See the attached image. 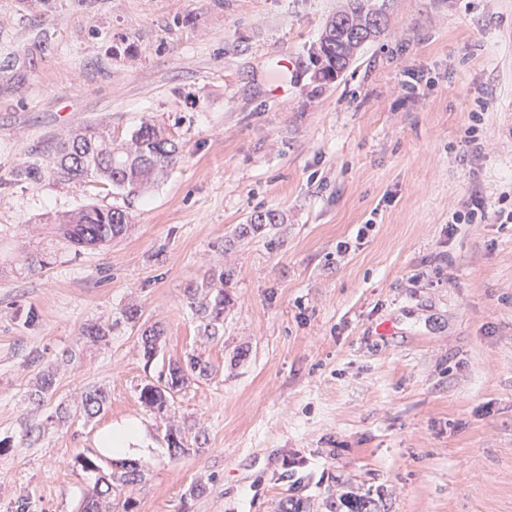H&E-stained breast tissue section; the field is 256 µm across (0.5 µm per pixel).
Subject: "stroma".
Instances as JSON below:
<instances>
[{
    "label": "stroma",
    "instance_id": "1",
    "mask_svg": "<svg viewBox=\"0 0 512 512\" xmlns=\"http://www.w3.org/2000/svg\"><path fill=\"white\" fill-rule=\"evenodd\" d=\"M345 3L0 0V512H81L76 456L108 475L96 436L131 418L160 449L134 512H512V223L452 222L512 190V0H385L324 79L311 52ZM147 119L181 159L126 232L74 250L51 219L124 201L51 157ZM220 270L213 340L186 290ZM193 353L215 373L140 401Z\"/></svg>",
    "mask_w": 512,
    "mask_h": 512
}]
</instances>
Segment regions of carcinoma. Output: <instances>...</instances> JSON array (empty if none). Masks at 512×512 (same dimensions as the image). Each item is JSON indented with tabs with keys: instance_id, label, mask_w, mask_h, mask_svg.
<instances>
[{
	"instance_id": "cac0c4a2",
	"label": "carcinoma",
	"mask_w": 512,
	"mask_h": 512,
	"mask_svg": "<svg viewBox=\"0 0 512 512\" xmlns=\"http://www.w3.org/2000/svg\"><path fill=\"white\" fill-rule=\"evenodd\" d=\"M385 18L382 7L371 4V0H348L347 8L336 13L325 28L315 53L318 73L332 77L343 71L350 63L355 51L350 49L349 33L356 25L365 22L367 37H374L381 27L374 18ZM182 152V146L165 129L144 121L129 137L118 141L110 132L84 130L63 141L50 170L58 177L73 183H84L93 178L96 182L119 190L127 198L137 196L148 185L168 173ZM131 215L127 207L103 208L89 204L75 213L58 219L57 230L65 240L76 247L97 246L120 236ZM224 293L210 298L200 296L199 288L187 290V303L197 314L202 315L204 334L216 338L224 328ZM215 371L214 366L199 355L187 356L186 367L177 371L159 373L157 382L141 386L139 399L142 403L159 410L167 407L170 398L182 390L189 377H207ZM107 398L100 390L85 392L81 409L86 414H97L104 410ZM141 483V474L136 462L130 460L117 465L111 480L101 476L93 484L83 501V512H97L99 498L113 488H135Z\"/></svg>"
}]
</instances>
